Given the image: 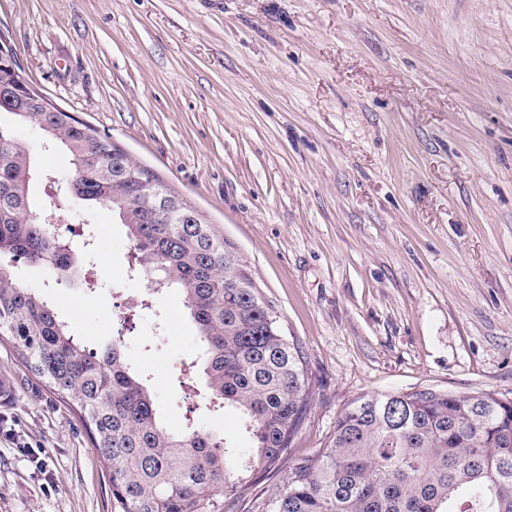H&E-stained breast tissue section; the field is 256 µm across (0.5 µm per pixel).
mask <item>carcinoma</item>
<instances>
[{"label":"carcinoma","mask_w":512,"mask_h":512,"mask_svg":"<svg viewBox=\"0 0 512 512\" xmlns=\"http://www.w3.org/2000/svg\"><path fill=\"white\" fill-rule=\"evenodd\" d=\"M0 112L34 126L73 157L61 187L87 208L112 210L135 262L182 290L202 343L210 399L236 408L252 446L236 462L199 427L171 432L146 379L126 359L123 335L91 351L12 262L52 269L70 284L95 251L71 245L33 210L28 145L0 129V344L75 414L105 465L111 512H224V494L260 467L289 458L304 421L312 375L300 344L282 334L273 303L213 225L108 135L71 112H41L0 60ZM269 512H512V401L491 392L435 388L356 401L329 445L293 462Z\"/></svg>","instance_id":"cac0c4a2"}]
</instances>
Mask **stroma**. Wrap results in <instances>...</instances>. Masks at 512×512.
I'll list each match as a JSON object with an SVG mask.
<instances>
[{"label": "stroma", "mask_w": 512, "mask_h": 512, "mask_svg": "<svg viewBox=\"0 0 512 512\" xmlns=\"http://www.w3.org/2000/svg\"><path fill=\"white\" fill-rule=\"evenodd\" d=\"M0 34L52 103L108 134L242 256L315 380L292 454L326 446L359 397L433 387L512 400V0H0ZM32 148L33 208L81 249L78 284L18 261V283L100 350L123 334L165 422L235 459L232 407L209 411L180 289L136 270L123 224L69 217L44 172L70 153L0 112ZM0 512H108L96 448L0 344ZM267 468L224 512L284 484Z\"/></svg>", "instance_id": "obj_1"}]
</instances>
